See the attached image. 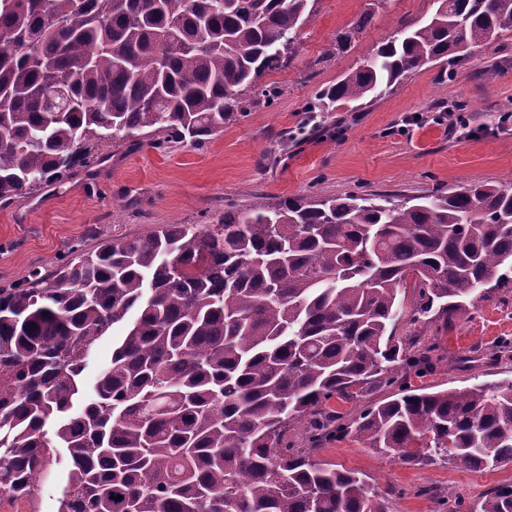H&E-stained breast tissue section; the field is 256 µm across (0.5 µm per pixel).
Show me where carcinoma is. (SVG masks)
Masks as SVG:
<instances>
[{"label":"carcinoma","mask_w":512,"mask_h":512,"mask_svg":"<svg viewBox=\"0 0 512 512\" xmlns=\"http://www.w3.org/2000/svg\"><path fill=\"white\" fill-rule=\"evenodd\" d=\"M309 2L0 0V202L89 164L91 141L198 145L249 95L273 100L261 79L296 54ZM435 4L304 111L371 102L512 32V0ZM490 283L512 285V183L257 201L36 268L0 289V492L34 494L64 448L59 512H385L392 490L317 453L352 434L404 464L510 461L512 380L420 392L436 346L394 336L407 315L472 319ZM118 327L85 397L86 360ZM383 390L348 423L328 405ZM477 512H512V485Z\"/></svg>","instance_id":"obj_1"}]
</instances>
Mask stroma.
Masks as SVG:
<instances>
[{"label":"stroma","mask_w":512,"mask_h":512,"mask_svg":"<svg viewBox=\"0 0 512 512\" xmlns=\"http://www.w3.org/2000/svg\"><path fill=\"white\" fill-rule=\"evenodd\" d=\"M434 10L433 0H314L311 21L297 33L295 56L263 77L278 90L274 104L251 101L245 115L200 145L173 142L161 151L143 134L101 146L89 165L0 206V288L20 283L33 268L52 269L73 248L90 250L104 238H143L167 224H214L225 208L259 200L350 192L413 198L512 182V129L498 123L512 110V33L455 65L422 67L357 110L332 106L315 122L305 121L304 103L354 68L368 47ZM365 13L371 16L366 29L335 50L337 32ZM491 63L499 71L493 78L483 72ZM459 106L470 116L469 129L438 122L439 113ZM417 113L422 122H413ZM300 127L303 139L283 143L284 133ZM395 335L436 345L440 362L425 379L436 389L512 378V352L492 349L498 338H512V292L491 290L470 321H405ZM476 347L480 356L464 361ZM319 456L392 488L387 512H443L447 496L476 507L494 488L512 485V462L477 470L447 462L412 466L351 435ZM66 469V461L53 464L33 496L0 492V512H58Z\"/></svg>","instance_id":"35a3bbf8"}]
</instances>
